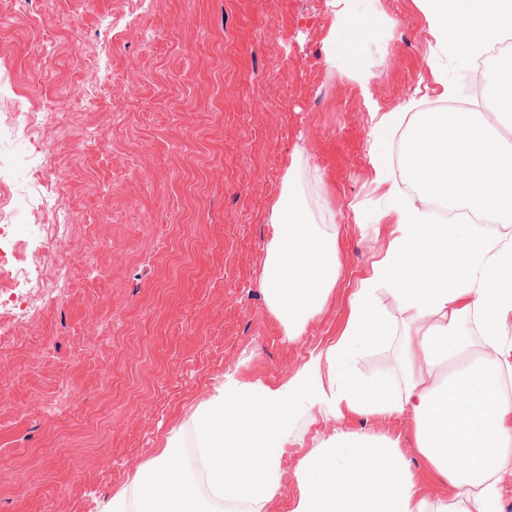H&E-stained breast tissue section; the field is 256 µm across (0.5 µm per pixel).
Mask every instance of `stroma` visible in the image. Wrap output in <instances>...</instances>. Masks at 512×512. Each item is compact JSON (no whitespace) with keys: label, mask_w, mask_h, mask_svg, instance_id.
Returning a JSON list of instances; mask_svg holds the SVG:
<instances>
[{"label":"stroma","mask_w":512,"mask_h":512,"mask_svg":"<svg viewBox=\"0 0 512 512\" xmlns=\"http://www.w3.org/2000/svg\"><path fill=\"white\" fill-rule=\"evenodd\" d=\"M333 37L362 78L326 64ZM5 69L38 114L37 161L63 191L81 260L66 298L0 351V512H97L172 429L195 448L191 416L227 370L276 386L336 340L392 230L376 220L378 115L491 105L470 97L486 73L448 56L418 0H0ZM296 153L323 175L305 201L335 231L343 270L291 339L262 271ZM399 357L395 338L353 371L396 384ZM341 432L389 437L425 471L409 414L316 408L290 426L276 497L223 512H289L300 462Z\"/></svg>","instance_id":"obj_1"}]
</instances>
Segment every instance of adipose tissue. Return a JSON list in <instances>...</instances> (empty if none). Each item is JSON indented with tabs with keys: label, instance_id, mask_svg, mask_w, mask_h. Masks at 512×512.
Here are the masks:
<instances>
[{
	"label": "adipose tissue",
	"instance_id": "obj_1",
	"mask_svg": "<svg viewBox=\"0 0 512 512\" xmlns=\"http://www.w3.org/2000/svg\"><path fill=\"white\" fill-rule=\"evenodd\" d=\"M425 17L449 53H483L512 31V0H421ZM402 113L384 114L372 130L370 163L385 189V215L395 228L385 256L372 265L350 298L340 337L311 355L279 386L225 374L192 415L202 469L172 465L179 431L128 487L102 501L99 512H216L223 502L264 504L277 494L281 456L296 413L316 407L335 418L413 415L414 450L430 475L452 490L431 498L410 460L390 439L338 434L316 447L296 472L291 512H502L498 485L512 474V400L500 377L512 375V239L487 235L479 225L449 224L407 204L390 173L387 148ZM298 165L286 171L273 208L262 284L267 308L288 337L302 334L335 288L342 263L335 233L316 224L305 204ZM404 315L389 319L381 292ZM478 317L480 348L492 354L494 374L478 364L444 374L466 354L464 317ZM401 336L402 383L364 381L349 364ZM339 382L325 390L323 371Z\"/></svg>",
	"mask_w": 512,
	"mask_h": 512
}]
</instances>
